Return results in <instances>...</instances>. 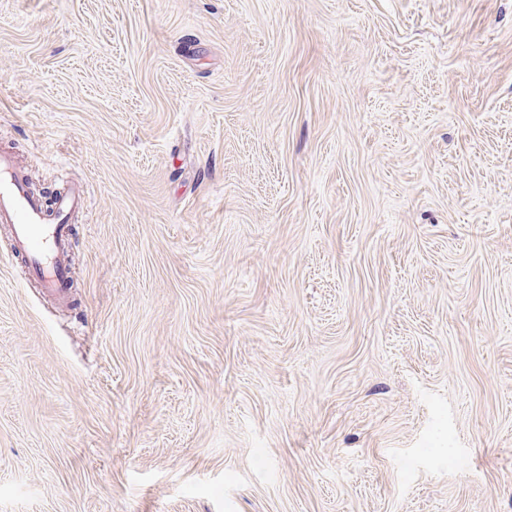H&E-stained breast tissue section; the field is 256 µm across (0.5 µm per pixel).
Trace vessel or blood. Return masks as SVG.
<instances>
[{
    "label": "vessel or blood",
    "instance_id": "b4317fda",
    "mask_svg": "<svg viewBox=\"0 0 512 512\" xmlns=\"http://www.w3.org/2000/svg\"><path fill=\"white\" fill-rule=\"evenodd\" d=\"M87 208V189L78 182L43 202L31 193L13 156L0 151V223L9 226L13 250L24 258L35 283L60 301L68 300L72 286L69 224Z\"/></svg>",
    "mask_w": 512,
    "mask_h": 512
}]
</instances>
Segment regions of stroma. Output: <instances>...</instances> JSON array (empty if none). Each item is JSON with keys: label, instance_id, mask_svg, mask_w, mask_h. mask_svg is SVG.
I'll use <instances>...</instances> for the list:
<instances>
[{"label": "stroma", "instance_id": "35a3bbf8", "mask_svg": "<svg viewBox=\"0 0 512 512\" xmlns=\"http://www.w3.org/2000/svg\"><path fill=\"white\" fill-rule=\"evenodd\" d=\"M0 512H512V0H0ZM87 208V188L78 182L51 204L43 202L29 190L13 156L0 151V223L9 226L13 250L25 259L35 283L59 301H67L72 288L69 224Z\"/></svg>", "mask_w": 512, "mask_h": 512}]
</instances>
